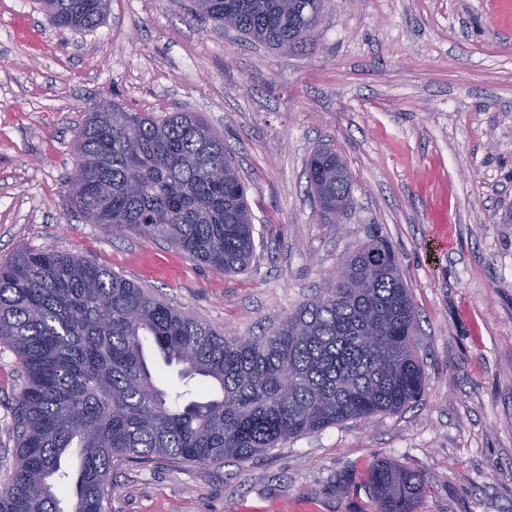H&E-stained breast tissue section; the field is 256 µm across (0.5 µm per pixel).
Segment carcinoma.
<instances>
[{
    "label": "carcinoma",
    "mask_w": 512,
    "mask_h": 512,
    "mask_svg": "<svg viewBox=\"0 0 512 512\" xmlns=\"http://www.w3.org/2000/svg\"><path fill=\"white\" fill-rule=\"evenodd\" d=\"M195 13L278 51L314 49L324 0H194ZM61 31L101 24L109 0H44ZM69 194L109 234L161 237L227 274L247 271L256 243L246 185L224 137L195 112L156 118L102 100L75 140ZM224 166L215 179L210 167ZM307 176L321 216L351 204L336 150L317 149ZM417 315L399 257L381 236L329 275V287L272 331L234 336L83 257L52 248L0 262V346L22 367L14 407L16 464L0 512H106L112 459L188 464L246 460L352 419L398 413L426 377ZM218 394L177 405L142 338ZM79 451V480L63 468ZM374 512H417L425 487L382 458L364 477Z\"/></svg>",
    "instance_id": "obj_1"
}]
</instances>
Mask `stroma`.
Listing matches in <instances>:
<instances>
[{"mask_svg": "<svg viewBox=\"0 0 512 512\" xmlns=\"http://www.w3.org/2000/svg\"><path fill=\"white\" fill-rule=\"evenodd\" d=\"M198 112L248 185L255 257L227 275L161 238L87 223L67 181L88 110ZM352 173L322 220L310 154ZM512 0H325L315 52L286 53L195 17L191 0H110L62 31L40 0H0V262L78 254L237 336L275 328L376 233L398 252L427 387L243 462H112L110 512H369L377 459L418 470V512H512ZM23 384L0 347V482Z\"/></svg>", "mask_w": 512, "mask_h": 512, "instance_id": "1", "label": "stroma"}]
</instances>
